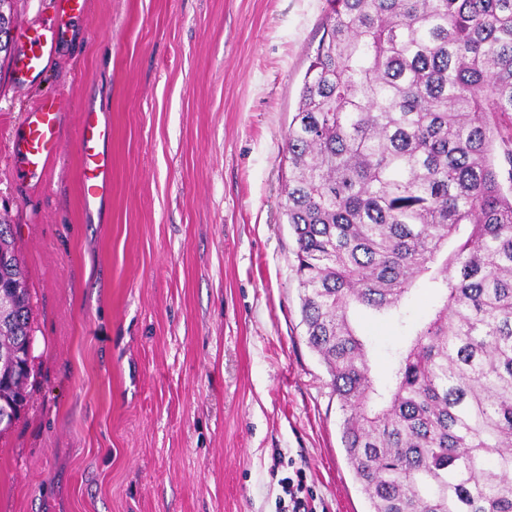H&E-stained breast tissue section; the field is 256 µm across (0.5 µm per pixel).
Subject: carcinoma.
Masks as SVG:
<instances>
[{"label":"carcinoma","instance_id":"obj_1","mask_svg":"<svg viewBox=\"0 0 512 512\" xmlns=\"http://www.w3.org/2000/svg\"><path fill=\"white\" fill-rule=\"evenodd\" d=\"M16 20L0 0L3 32ZM322 27L282 208L348 463L371 512H512V0H331ZM0 252V410L17 417L32 305L2 221ZM422 281L435 303L419 326L407 303ZM359 307L407 336L385 387Z\"/></svg>","mask_w":512,"mask_h":512}]
</instances>
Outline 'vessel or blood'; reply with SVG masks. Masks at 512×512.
<instances>
[{
    "label": "vessel or blood",
    "mask_w": 512,
    "mask_h": 512,
    "mask_svg": "<svg viewBox=\"0 0 512 512\" xmlns=\"http://www.w3.org/2000/svg\"><path fill=\"white\" fill-rule=\"evenodd\" d=\"M23 30L24 39L18 48L11 78L12 85L18 89L30 83L33 75L45 67L61 43L57 19L42 17L24 24ZM60 112L61 104L55 100L31 107L13 131V155L21 159L30 174L43 173L58 152ZM110 134V127L102 123L96 113H86L76 139L84 201L95 199L111 185L112 160L99 149L100 142Z\"/></svg>",
    "instance_id": "vessel-or-blood-1"
}]
</instances>
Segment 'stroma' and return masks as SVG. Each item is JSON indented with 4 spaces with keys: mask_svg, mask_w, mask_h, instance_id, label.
I'll return each instance as SVG.
<instances>
[{
    "mask_svg": "<svg viewBox=\"0 0 512 512\" xmlns=\"http://www.w3.org/2000/svg\"><path fill=\"white\" fill-rule=\"evenodd\" d=\"M327 0H89L26 89L0 74V215L31 293L29 402L0 436V512H369L301 321L283 149ZM62 102L63 152L18 169L25 109ZM112 190L80 194L85 113ZM378 383L406 338L353 314ZM295 476L296 484L290 476L281 480L284 493L288 496V504L285 505L284 500V505L278 512H314L310 504L312 492L306 485V475L299 469L295 471Z\"/></svg>",
    "mask_w": 512,
    "mask_h": 512,
    "instance_id": "1",
    "label": "stroma"
}]
</instances>
